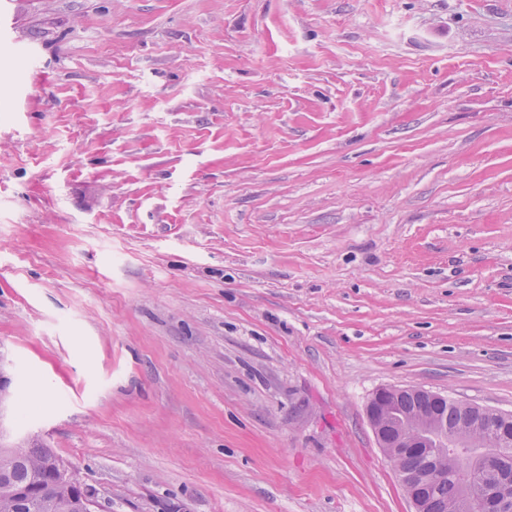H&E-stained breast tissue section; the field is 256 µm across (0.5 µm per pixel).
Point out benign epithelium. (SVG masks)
<instances>
[{"mask_svg": "<svg viewBox=\"0 0 512 512\" xmlns=\"http://www.w3.org/2000/svg\"><path fill=\"white\" fill-rule=\"evenodd\" d=\"M395 390H377L367 405V415L379 447L393 463L401 485L414 505V512H427L430 488L443 479L441 468L426 467L409 474L402 468L403 457L411 453L420 458L426 457L428 449H440L439 456L448 458V463L456 465V436L448 434L432 417H426L419 426H400L388 414V400ZM487 416L491 424L484 430V446L499 448L502 442L498 434L499 422H508L512 416L507 413H489L479 410L478 416ZM54 479L63 491L66 512H94L95 504L84 491L79 476L63 462L54 464ZM481 512H512V474L495 481L484 483L479 491Z\"/></svg>", "mask_w": 512, "mask_h": 512, "instance_id": "7a95c632", "label": "benign epithelium"}]
</instances>
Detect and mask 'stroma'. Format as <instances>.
Here are the masks:
<instances>
[{
    "label": "stroma",
    "mask_w": 512,
    "mask_h": 512,
    "mask_svg": "<svg viewBox=\"0 0 512 512\" xmlns=\"http://www.w3.org/2000/svg\"><path fill=\"white\" fill-rule=\"evenodd\" d=\"M0 373L98 512H413L373 394L512 413V0H0Z\"/></svg>",
    "instance_id": "1"
}]
</instances>
